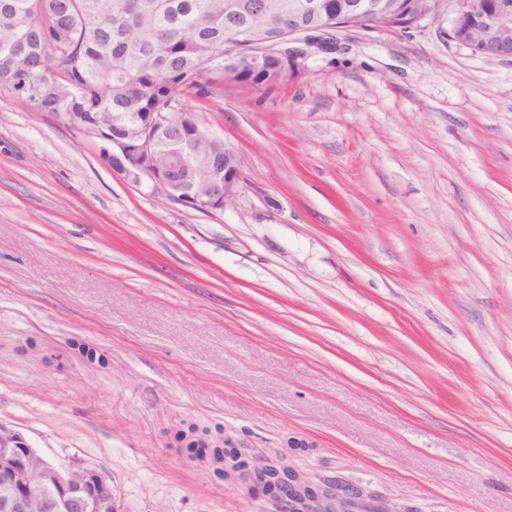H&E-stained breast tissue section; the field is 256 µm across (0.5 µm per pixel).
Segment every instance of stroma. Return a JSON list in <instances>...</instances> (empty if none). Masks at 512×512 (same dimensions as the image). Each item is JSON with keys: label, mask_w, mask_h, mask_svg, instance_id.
I'll return each mask as SVG.
<instances>
[{"label": "stroma", "mask_w": 512, "mask_h": 512, "mask_svg": "<svg viewBox=\"0 0 512 512\" xmlns=\"http://www.w3.org/2000/svg\"><path fill=\"white\" fill-rule=\"evenodd\" d=\"M348 30L191 103L199 210L0 92V426L118 512H270L263 463L394 512H512V62Z\"/></svg>", "instance_id": "obj_1"}]
</instances>
